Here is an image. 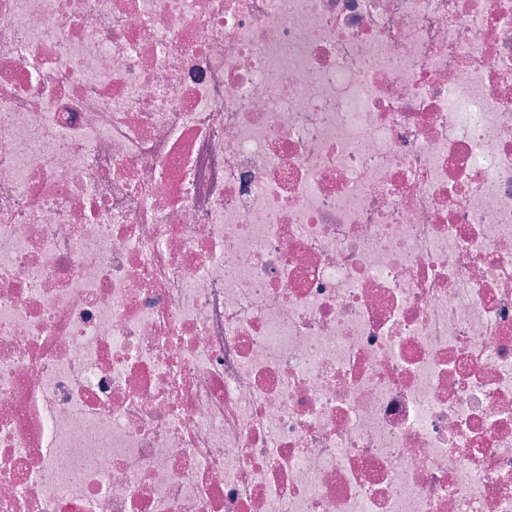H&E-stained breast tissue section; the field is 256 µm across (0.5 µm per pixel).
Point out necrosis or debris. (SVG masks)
<instances>
[{
	"mask_svg": "<svg viewBox=\"0 0 512 512\" xmlns=\"http://www.w3.org/2000/svg\"><path fill=\"white\" fill-rule=\"evenodd\" d=\"M0 512H512V0H0Z\"/></svg>",
	"mask_w": 512,
	"mask_h": 512,
	"instance_id": "4bbe7bcc",
	"label": "necrosis or debris"
}]
</instances>
